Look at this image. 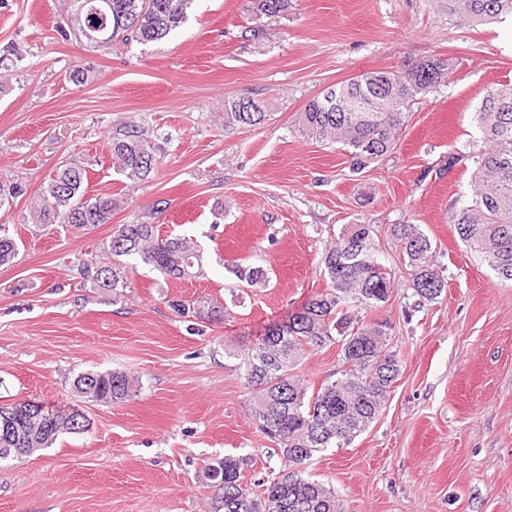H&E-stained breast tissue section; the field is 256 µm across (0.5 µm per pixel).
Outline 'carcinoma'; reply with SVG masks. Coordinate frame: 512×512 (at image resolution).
I'll return each mask as SVG.
<instances>
[{
  "mask_svg": "<svg viewBox=\"0 0 512 512\" xmlns=\"http://www.w3.org/2000/svg\"><path fill=\"white\" fill-rule=\"evenodd\" d=\"M448 16L460 24H486L512 16V0H445ZM192 0H80L71 26L89 41L110 44L158 42L187 20ZM290 0H249L248 12L263 30L264 21L288 16ZM450 62L429 56L399 71H367L326 88L297 113L301 134L346 150L353 171L383 160L397 145L411 102L447 80ZM264 104L246 98L224 100V130L257 128L267 120ZM483 149L468 155L470 191L452 211L458 237L470 251L486 258L497 276L512 281V84L486 90L474 112ZM109 152L116 171L132 182L146 181L158 165V149L148 129L123 122L112 132ZM88 174L81 163L56 168L31 211L37 224H67L83 230L107 224L119 200L87 196ZM396 236L413 268L415 295L424 301L448 287L435 268L430 239L414 224H400ZM20 239L0 224V266L13 263ZM112 262L90 257L75 264L77 274L106 292L120 296L128 287L127 260H137L171 281L203 275L198 245L182 235H160L152 213L120 224L105 247ZM381 263L372 225L347 224L321 259L327 288L308 297L288 320L274 323L251 345L224 348L239 361L253 393L252 417L276 445L284 462L278 476L248 486L241 462L226 456L206 465L204 478L221 492L222 512H341L335 489L303 477L298 468L327 448H341L365 431L384 407L400 374V361L388 347L386 321H361L360 314L390 300L393 280L372 272ZM237 279L263 288L267 276L259 267L237 265ZM172 309L194 324H220L228 305L199 295L171 301ZM340 346L343 369L316 391L296 369L308 351ZM92 383L94 401L119 404L139 387L122 370L91 371L76 376L73 387ZM46 417L16 413L0 429V448H49L64 434L72 408L48 406Z\"/></svg>",
  "mask_w": 512,
  "mask_h": 512,
  "instance_id": "carcinoma-1",
  "label": "carcinoma"
}]
</instances>
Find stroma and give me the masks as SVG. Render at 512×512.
<instances>
[{"mask_svg": "<svg viewBox=\"0 0 512 512\" xmlns=\"http://www.w3.org/2000/svg\"><path fill=\"white\" fill-rule=\"evenodd\" d=\"M248 0H195L186 23L141 45H98L57 28L79 0H0V181L22 194L0 208L19 253L0 267V403L74 404L89 432L0 463V512H214L205 464L231 454L247 481L283 466L250 416L252 392L228 344H247L326 286L325 247L369 224L394 277L374 311L391 326L400 374L377 419L349 445L317 453L304 474L333 487L346 512H512V282L465 246L450 221L470 190L466 154L486 89L512 83V22L457 25L435 0H291L288 16L250 33ZM430 55L452 60L446 83L413 102L396 149L353 172L340 146L302 137L295 115L325 88ZM88 75L70 79L74 67ZM264 102L269 119L226 131L228 98ZM124 121L152 133L155 174L131 183L108 141ZM464 159L449 165L448 156ZM89 171L88 195L123 198L110 223L36 224L30 206L60 163ZM161 234L203 250L202 277L177 283L145 266L113 298L75 277L116 225L150 210ZM415 224L448 286L419 302L393 229ZM266 269L239 287L233 265ZM210 295L230 321L197 333L169 300ZM338 346L297 372L319 386L341 368ZM138 377L121 404L72 387L85 371Z\"/></svg>", "mask_w": 512, "mask_h": 512, "instance_id": "35a3bbf8", "label": "stroma"}]
</instances>
